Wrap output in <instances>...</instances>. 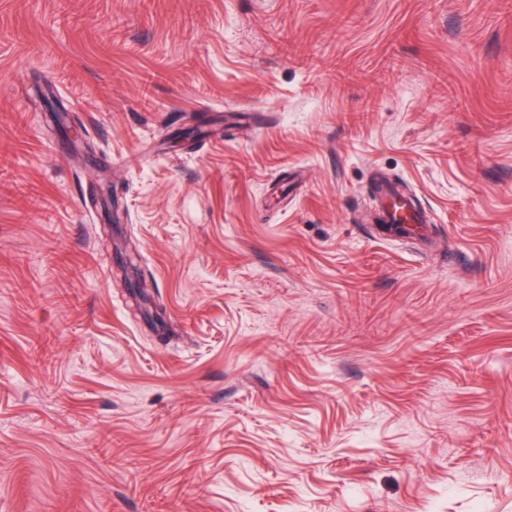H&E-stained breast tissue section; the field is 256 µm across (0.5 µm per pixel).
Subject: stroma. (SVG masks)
<instances>
[{
	"label": "stroma",
	"instance_id": "35a3bbf8",
	"mask_svg": "<svg viewBox=\"0 0 512 512\" xmlns=\"http://www.w3.org/2000/svg\"><path fill=\"white\" fill-rule=\"evenodd\" d=\"M0 512H512V0H0ZM402 218V223L395 225L373 226L375 236L379 238L401 237L420 244L429 242L430 227L426 223V216L421 208L408 202Z\"/></svg>",
	"mask_w": 512,
	"mask_h": 512
}]
</instances>
